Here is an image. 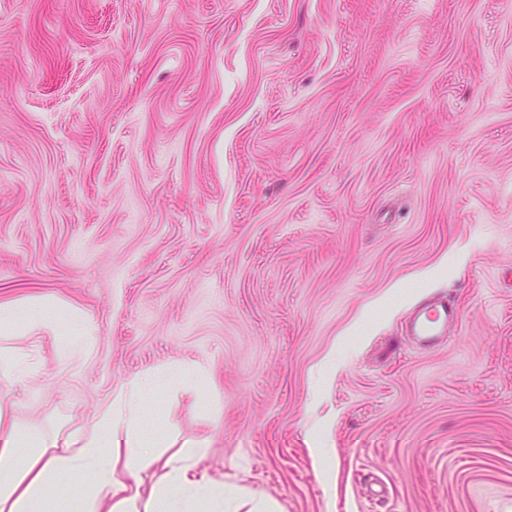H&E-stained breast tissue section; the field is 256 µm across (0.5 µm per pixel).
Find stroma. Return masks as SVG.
Returning <instances> with one entry per match:
<instances>
[{
  "mask_svg": "<svg viewBox=\"0 0 512 512\" xmlns=\"http://www.w3.org/2000/svg\"><path fill=\"white\" fill-rule=\"evenodd\" d=\"M0 304L20 431L164 370L278 512H512V0H0ZM457 301L447 298H434L419 308L407 326V332L422 348H434L447 340L448 324L459 317Z\"/></svg>",
  "mask_w": 512,
  "mask_h": 512,
  "instance_id": "35a3bbf8",
  "label": "stroma"
}]
</instances>
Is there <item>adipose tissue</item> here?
Segmentation results:
<instances>
[{"label":"adipose tissue","instance_id":"adipose-tissue-1","mask_svg":"<svg viewBox=\"0 0 512 512\" xmlns=\"http://www.w3.org/2000/svg\"><path fill=\"white\" fill-rule=\"evenodd\" d=\"M160 375L135 378L119 391L112 405L93 420L80 436L54 438L55 455L42 453L44 437L0 431V512H40L45 492L58 475L86 478L82 512H274L271 503L256 498L242 486L196 473L198 461L209 451L208 437L179 440L165 431L146 436L140 426L139 392L154 385ZM33 446L35 454L19 456L17 447ZM174 456H166L170 447ZM158 465L165 481L143 493L140 474Z\"/></svg>","mask_w":512,"mask_h":512}]
</instances>
